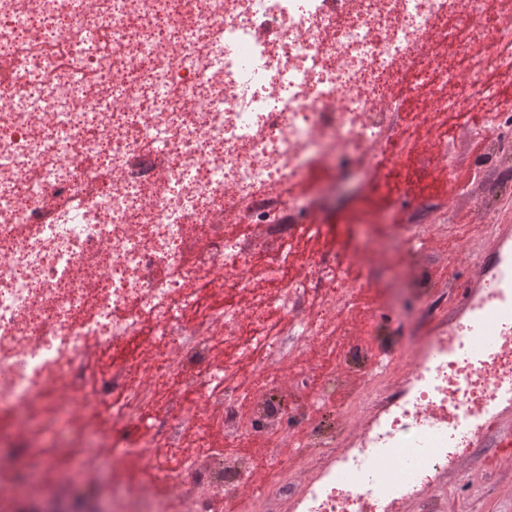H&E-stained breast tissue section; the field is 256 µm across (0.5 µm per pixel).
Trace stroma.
Wrapping results in <instances>:
<instances>
[{
  "label": "stroma",
  "instance_id": "35a3bbf8",
  "mask_svg": "<svg viewBox=\"0 0 512 512\" xmlns=\"http://www.w3.org/2000/svg\"><path fill=\"white\" fill-rule=\"evenodd\" d=\"M489 120L483 110L474 119L466 113L431 117L415 130L410 152L397 163L384 165L373 184H363L356 175L339 177L335 168L317 165L294 186L295 194L313 201L311 221L322 227L320 234L299 244L301 257L328 261L353 284L338 305L330 336L312 340L288 356V376L304 379V394L313 393L317 379L338 368L354 336L381 334L396 344L400 359L373 385L383 391L400 385L411 367V352L459 314L460 298L450 284L476 280L472 262L494 247L495 238L487 224L463 232L461 212L450 205L469 187L474 169L461 161L443 174L435 158L448 151L451 138L472 144L478 126ZM429 207L437 210L441 221L416 245L393 237L394 226L411 223ZM414 260L427 270L437 299L434 309L415 299L408 277ZM509 436L512 411L499 416L455 471L435 479L434 488L446 495V512H512V451L496 445L499 438Z\"/></svg>",
  "mask_w": 512,
  "mask_h": 512
}]
</instances>
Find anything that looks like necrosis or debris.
<instances>
[{
	"label": "necrosis or debris",
	"mask_w": 512,
	"mask_h": 512,
	"mask_svg": "<svg viewBox=\"0 0 512 512\" xmlns=\"http://www.w3.org/2000/svg\"><path fill=\"white\" fill-rule=\"evenodd\" d=\"M488 61L512 73L488 0H0V512L37 484L96 491L107 461L120 512H398L452 469L450 424L512 400V335L487 366L438 331L401 386L359 395L353 444L310 423L272 360L344 283L300 267L309 214L276 191L318 161L376 173L410 78L434 115L463 111L458 86L492 105L473 165L512 169ZM269 438L330 451L297 498L236 452Z\"/></svg>",
	"instance_id": "4bbe7bcc"
}]
</instances>
